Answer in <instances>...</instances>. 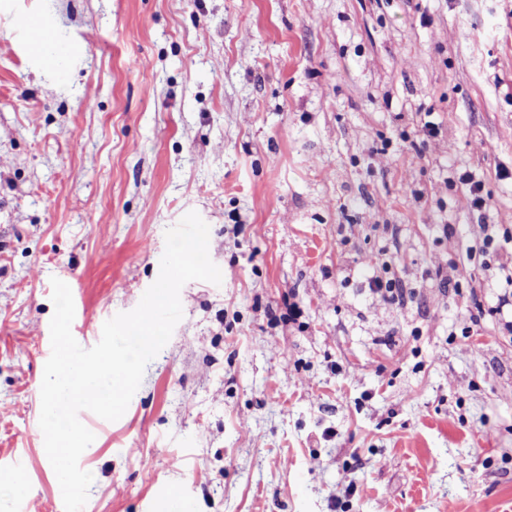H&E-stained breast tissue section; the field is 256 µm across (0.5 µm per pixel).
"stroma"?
<instances>
[{
    "label": "stroma",
    "instance_id": "stroma-1",
    "mask_svg": "<svg viewBox=\"0 0 512 512\" xmlns=\"http://www.w3.org/2000/svg\"><path fill=\"white\" fill-rule=\"evenodd\" d=\"M36 12L85 50L44 61ZM503 169L512 0H0V512H62L52 278L97 344L191 211L222 282L119 420L80 412L83 512H512ZM51 23L42 14L30 15L22 25V35L27 41L49 42Z\"/></svg>",
    "mask_w": 512,
    "mask_h": 512
}]
</instances>
